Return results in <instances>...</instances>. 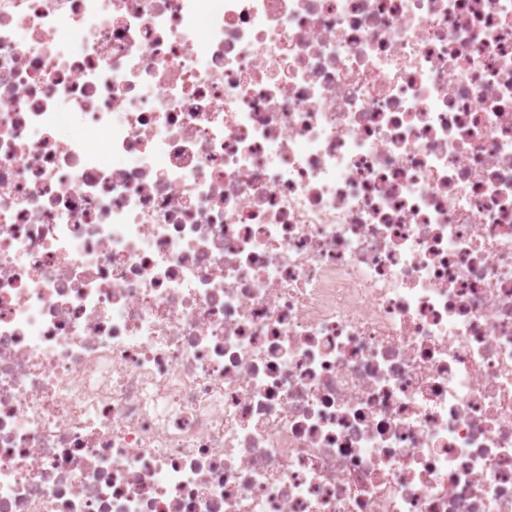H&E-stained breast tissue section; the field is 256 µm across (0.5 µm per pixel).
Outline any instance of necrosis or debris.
<instances>
[{
  "mask_svg": "<svg viewBox=\"0 0 512 512\" xmlns=\"http://www.w3.org/2000/svg\"><path fill=\"white\" fill-rule=\"evenodd\" d=\"M0 512H512V0H0Z\"/></svg>",
  "mask_w": 512,
  "mask_h": 512,
  "instance_id": "necrosis-or-debris-1",
  "label": "necrosis or debris"
}]
</instances>
